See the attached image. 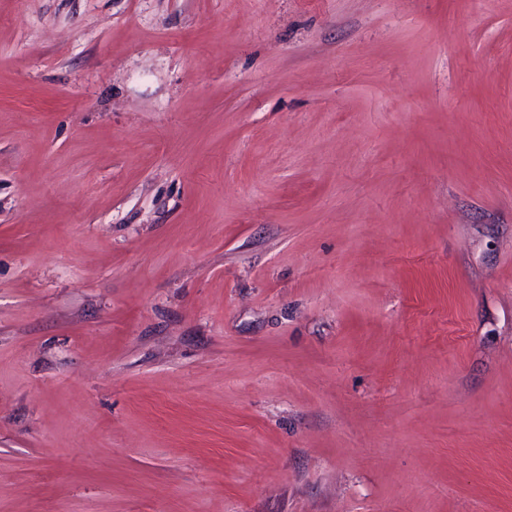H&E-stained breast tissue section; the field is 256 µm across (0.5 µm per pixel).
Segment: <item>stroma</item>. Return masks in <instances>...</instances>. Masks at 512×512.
<instances>
[{
  "label": "stroma",
  "mask_w": 512,
  "mask_h": 512,
  "mask_svg": "<svg viewBox=\"0 0 512 512\" xmlns=\"http://www.w3.org/2000/svg\"><path fill=\"white\" fill-rule=\"evenodd\" d=\"M0 512H512V0H0Z\"/></svg>",
  "instance_id": "stroma-1"
}]
</instances>
